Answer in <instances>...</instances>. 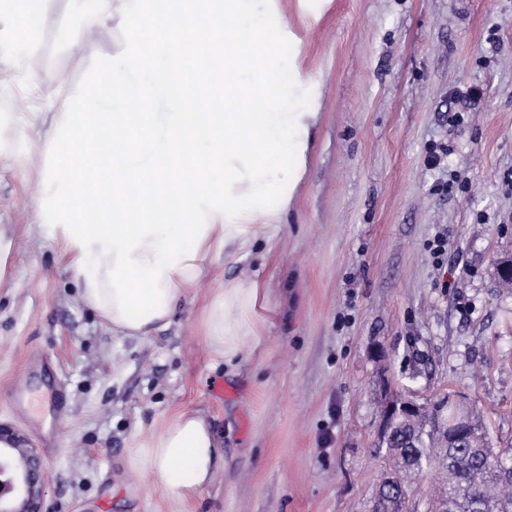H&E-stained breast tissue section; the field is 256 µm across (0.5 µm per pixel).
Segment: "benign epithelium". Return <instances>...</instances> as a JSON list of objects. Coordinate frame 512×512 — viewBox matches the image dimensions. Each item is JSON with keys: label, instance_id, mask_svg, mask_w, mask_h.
<instances>
[{"label": "benign epithelium", "instance_id": "1", "mask_svg": "<svg viewBox=\"0 0 512 512\" xmlns=\"http://www.w3.org/2000/svg\"><path fill=\"white\" fill-rule=\"evenodd\" d=\"M425 405L405 397L388 402L381 415L378 436L397 416L424 411ZM47 474L37 450L12 427L0 424V512H43Z\"/></svg>", "mask_w": 512, "mask_h": 512}]
</instances>
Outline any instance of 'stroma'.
<instances>
[{"label":"stroma","instance_id":"obj_1","mask_svg":"<svg viewBox=\"0 0 512 512\" xmlns=\"http://www.w3.org/2000/svg\"><path fill=\"white\" fill-rule=\"evenodd\" d=\"M268 33L289 112L316 118L305 171L280 163L257 209L276 217L238 260L210 258L169 325L113 335L53 241L33 238L0 288V423L38 448L47 512H168L132 478L138 434L183 411L212 419L224 468L188 512H373L391 397L449 399L512 448V0H243ZM40 38L0 12V102L65 111L127 31L73 48V0H41ZM54 81L32 86L31 61ZM481 97L465 99L469 87ZM441 162L432 165L431 153ZM47 157L0 153V224L36 223ZM447 244L434 255L436 239ZM259 281L262 342L213 364L201 316L215 281Z\"/></svg>","mask_w":512,"mask_h":512}]
</instances>
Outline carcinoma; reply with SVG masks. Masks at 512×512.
I'll return each instance as SVG.
<instances>
[{
	"instance_id": "carcinoma-1",
	"label": "carcinoma",
	"mask_w": 512,
	"mask_h": 512,
	"mask_svg": "<svg viewBox=\"0 0 512 512\" xmlns=\"http://www.w3.org/2000/svg\"><path fill=\"white\" fill-rule=\"evenodd\" d=\"M459 436L447 440L426 415L398 419L379 444L391 460L395 484L378 492L374 512H388L408 497L411 480L438 462L447 474V489L430 512H512V448H494L474 413L457 425Z\"/></svg>"
}]
</instances>
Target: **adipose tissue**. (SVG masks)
<instances>
[{
  "instance_id": "1",
  "label": "adipose tissue",
  "mask_w": 512,
  "mask_h": 512,
  "mask_svg": "<svg viewBox=\"0 0 512 512\" xmlns=\"http://www.w3.org/2000/svg\"><path fill=\"white\" fill-rule=\"evenodd\" d=\"M157 18L155 0H80L74 45L87 43L104 22L128 26ZM246 46L231 59L226 42ZM148 60L139 39L126 37L117 53L100 56L92 100L78 99L52 115L49 153L66 161L49 168L35 198V229L59 242L83 303L113 334L144 338L167 326L176 300L198 287L211 254L231 259L250 252L271 219L253 207L271 186V166L287 159L292 179L306 161L311 112L281 108L288 91L266 59V30L258 24L228 26L205 39L204 64L194 85L226 93L227 112H192L185 102L182 66L170 48ZM257 65L247 91L234 84L237 69ZM166 95L171 112L137 111L138 103ZM120 154L97 195L87 173L96 161L85 141ZM150 181V199L134 207L130 190ZM258 281L212 289L201 326L213 363L233 364L258 346L255 319ZM130 474L158 479L175 507L211 485L224 462L215 431L202 411H189L136 439L127 461Z\"/></svg>"
}]
</instances>
